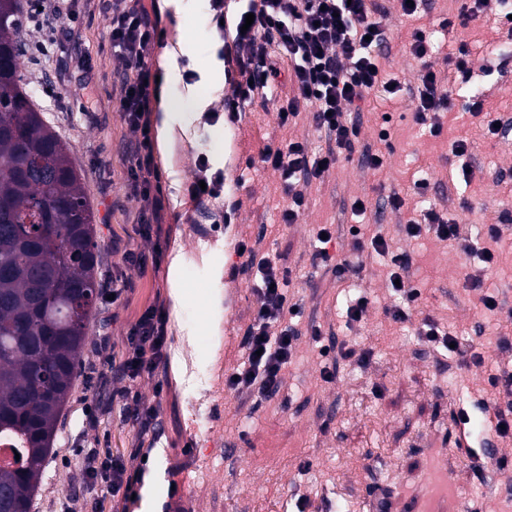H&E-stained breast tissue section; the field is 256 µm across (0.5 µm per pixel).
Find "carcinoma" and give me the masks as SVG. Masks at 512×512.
<instances>
[{
  "mask_svg": "<svg viewBox=\"0 0 512 512\" xmlns=\"http://www.w3.org/2000/svg\"><path fill=\"white\" fill-rule=\"evenodd\" d=\"M30 0H0V512H30L97 299L93 215L69 149L20 86Z\"/></svg>",
  "mask_w": 512,
  "mask_h": 512,
  "instance_id": "obj_1",
  "label": "carcinoma"
}]
</instances>
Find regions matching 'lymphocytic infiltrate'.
<instances>
[{
  "instance_id": "f902f5d3",
  "label": "lymphocytic infiltrate",
  "mask_w": 512,
  "mask_h": 512,
  "mask_svg": "<svg viewBox=\"0 0 512 512\" xmlns=\"http://www.w3.org/2000/svg\"><path fill=\"white\" fill-rule=\"evenodd\" d=\"M107 2L112 51L124 63V73L112 95L124 123L138 135L125 166L127 181L142 201L137 222L142 235L147 236L158 221L160 208L151 131V103L158 98L159 84L147 55L152 45L163 40L165 31L148 0ZM230 2L210 0L211 21L224 37L225 74L230 86L224 104L228 120L236 121L244 107L255 101H268L279 75L276 63L283 60L290 67L292 93L279 107V127H290L302 109L308 108L324 141L313 150L306 143L285 140L277 146L266 145L259 153L260 162L280 174L288 199L281 221L292 224L307 204V187L324 181L341 154L360 153L363 164L374 171L383 164L380 152L357 150L360 129L355 113L362 103L390 99L402 92L380 66L388 42L383 24L387 12L379 0H247L246 7L234 13L229 10ZM250 13L255 16L251 22L246 19ZM408 45L421 62L420 83L412 95L414 119L436 136L441 132L438 113L451 108L445 89L447 77L429 63L433 46L422 29L412 30ZM419 212V218L402 225L406 236L417 237L428 229L462 254L477 257L484 266L496 263L498 256L492 245L501 237L500 225H488V244L480 248L464 225L443 218L430 201H421ZM239 246L241 268L254 277L257 303L243 334L245 359L225 377L224 386L237 394L269 400L280 391L281 373L294 356L299 335L298 329L285 321L291 270L278 259L259 256L255 242L243 240ZM367 247L389 257L388 278L394 281L393 292L400 298L390 315L393 321H404L405 302L419 297L409 282L411 258L407 253L391 251L382 235L366 239L353 234L352 250ZM166 344V315L159 305H149L125 338L122 376L131 385L155 378ZM91 460L82 477L85 495L109 493L130 501L139 475L128 473L124 463L106 448L92 449Z\"/></svg>"
}]
</instances>
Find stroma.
<instances>
[{"label": "stroma", "mask_w": 512, "mask_h": 512, "mask_svg": "<svg viewBox=\"0 0 512 512\" xmlns=\"http://www.w3.org/2000/svg\"><path fill=\"white\" fill-rule=\"evenodd\" d=\"M184 2L180 13L159 7L166 36L149 55L156 69L164 49L185 46L183 68L163 78L160 87L161 97L182 103L196 91L199 70L210 66L222 46L209 23V0ZM69 7L72 38L50 42L44 30L22 26L20 71L34 109L67 144L85 182L100 250L99 295L32 512H53L67 496L79 498L82 512H102L94 499L83 497L77 480L84 450L92 444L111 449L131 472L148 476L155 464H163L164 480L175 483L176 493L157 496L156 512H168L173 503L184 512H374L384 495L391 512H425L438 497L447 499L448 512H512V440L498 443V458L509 462L505 469L492 458L474 470L466 452L490 435L493 416L481 407L488 377L512 366V349L499 345V312L479 304L468 279L481 276L487 292L512 308V226L503 228L496 246L499 261L488 269L434 232L409 238L399 230L416 215L412 174L422 168L431 173L428 197L473 236L498 223L502 212H512V26L492 15L470 21L465 37L472 65L462 74L445 60L457 48L456 32L439 26L443 18L458 16L461 0H428L424 29L437 44L431 61L448 74L452 102L451 110L439 114L441 133L434 137L415 122L409 95L420 69L405 46L414 23L403 16L398 0H390L389 42L381 63L407 91L393 106H364L358 117L361 145L383 152L379 170L364 167L360 154L340 157L324 182L308 187L307 206L296 223L284 225L279 215L286 199L278 172L248 161L284 138L318 147L320 134L309 112H301L285 130L276 123L275 100L245 107L233 124L200 117L155 147L160 187L176 179L183 192L175 201L163 196L162 231L145 237L135 223L141 202L127 184L123 158L136 135L112 100V82L123 64L112 54L99 0H69ZM478 94L485 111L505 125L498 136L484 135L467 112ZM384 125L391 132L387 149L377 139ZM461 138L469 144L466 160L473 169L467 182L451 174L450 145ZM219 146L224 149L220 168L212 163ZM203 160L209 173L223 174L224 188L197 206L187 190ZM395 192L405 200L398 211L388 203ZM357 198L366 206L361 216L351 210ZM231 203L236 206L231 222L221 224ZM325 224L335 236L336 260L360 266L358 284L370 299L363 320L351 325L337 309L340 283L313 258V235ZM354 226L368 236L382 234L393 250L410 255V283L420 296L405 322L393 323L387 314V258L353 253ZM259 235L263 252L283 254L292 271L289 301L299 308L294 321L301 335L279 394L253 409L225 389L224 374L242 354L243 332L256 307L253 282L239 269L235 245ZM176 250L194 295L179 318L168 322L167 354H182L185 370L178 378L167 365L157 379L137 386L142 400L158 410L153 456L144 461L132 454L137 425L112 406L111 393L122 389L123 381L114 379L103 388L95 378L112 368L95 343L104 336L121 342L144 305L170 307L169 264ZM129 252L143 256L145 267L128 262ZM115 281L127 290L114 303L109 295ZM214 290L222 296V313L213 335L204 299ZM428 319L473 345L484 366H466L422 345L418 330ZM314 325L367 353L366 362H341L335 380L324 382V360L310 337ZM461 408L478 422L477 430L458 432L453 417ZM304 497L309 504L302 510L298 503Z\"/></svg>", "instance_id": "1"}]
</instances>
